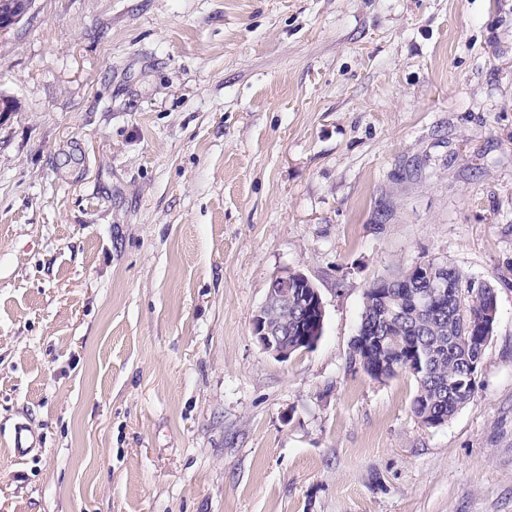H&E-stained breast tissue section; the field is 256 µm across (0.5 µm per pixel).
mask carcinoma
<instances>
[{
  "instance_id": "cac0c4a2",
  "label": "carcinoma",
  "mask_w": 512,
  "mask_h": 512,
  "mask_svg": "<svg viewBox=\"0 0 512 512\" xmlns=\"http://www.w3.org/2000/svg\"><path fill=\"white\" fill-rule=\"evenodd\" d=\"M379 287L395 297V314L385 320L375 319L377 298L374 291L367 289L361 325L367 328L368 335L392 342L393 350L384 359L383 376L372 373L378 360L376 353L365 358L361 370L374 380L390 379L414 359V353H419L424 369L407 370L416 384L411 409L422 423L442 426L470 401L477 389L479 368L496 323V317L489 316L495 289L450 266V293L419 311L416 298L429 291L424 275L405 271L379 280ZM276 322L283 330V339L299 350L304 348L305 337L323 333L324 322L316 319V313L308 312L300 293L280 310Z\"/></svg>"
}]
</instances>
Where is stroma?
Listing matches in <instances>:
<instances>
[{
  "label": "stroma",
  "mask_w": 512,
  "mask_h": 512,
  "mask_svg": "<svg viewBox=\"0 0 512 512\" xmlns=\"http://www.w3.org/2000/svg\"><path fill=\"white\" fill-rule=\"evenodd\" d=\"M1 96L0 512H512V0H34ZM433 258L498 303L439 427L349 363ZM295 278L293 273L288 274V272L274 278L269 284L264 303L252 319V333L258 343L281 360L288 359L295 353L293 352L294 347L289 348L288 344L297 346V350L306 351L314 347L320 339H311V336H322L323 333L324 319L320 322L316 318V312L308 313L307 309L309 301L312 300L311 296H313L309 311L311 312V308L314 307L322 314V318L324 317V303L319 289L316 286L311 288L305 281L295 283ZM290 286L295 290L300 289L301 293H297L296 300L288 302V298H292L295 294V291L290 290ZM305 288L310 289L308 297L311 298L306 304H303L302 295ZM278 308L282 309L277 315L276 322L282 328V334L285 336H279L275 325L270 322L269 316ZM277 336L284 340L288 339V343L281 341ZM306 336H309L305 341L309 343V347H305L303 343ZM7 441L17 459H24L40 448V435L26 422H17L10 430Z\"/></svg>",
  "instance_id": "stroma-1"
}]
</instances>
